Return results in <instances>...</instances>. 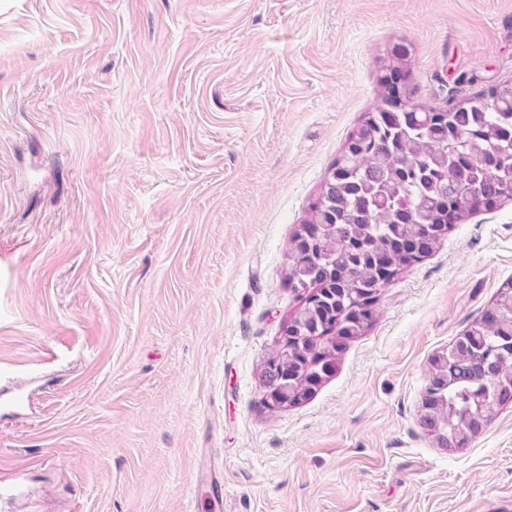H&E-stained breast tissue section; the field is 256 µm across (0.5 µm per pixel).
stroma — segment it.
I'll return each instance as SVG.
<instances>
[{
  "label": "stroma",
  "mask_w": 512,
  "mask_h": 512,
  "mask_svg": "<svg viewBox=\"0 0 512 512\" xmlns=\"http://www.w3.org/2000/svg\"><path fill=\"white\" fill-rule=\"evenodd\" d=\"M396 45L446 106L512 78V0H0V512H512V407L459 453L420 424L512 200L265 399L289 242Z\"/></svg>",
  "instance_id": "stroma-1"
}]
</instances>
